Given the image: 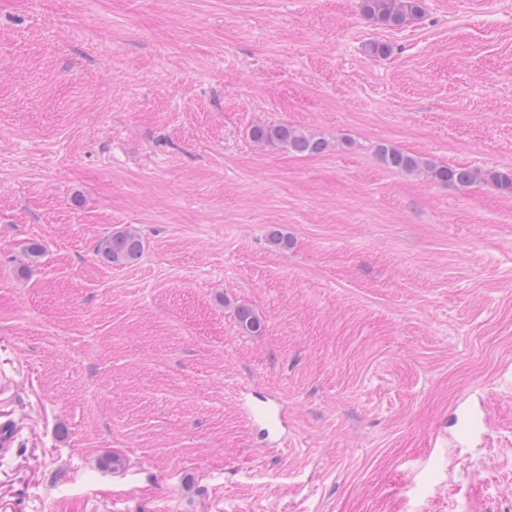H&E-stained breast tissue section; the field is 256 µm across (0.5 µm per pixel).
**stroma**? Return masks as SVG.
<instances>
[{"label": "stroma", "mask_w": 512, "mask_h": 512, "mask_svg": "<svg viewBox=\"0 0 512 512\" xmlns=\"http://www.w3.org/2000/svg\"><path fill=\"white\" fill-rule=\"evenodd\" d=\"M382 143L512 170V0H0V512H512V195ZM423 0H360L367 19L391 28H402L423 12ZM251 138L259 144H277L301 155H319L329 148V141L321 134L287 123L259 124L251 129ZM376 155L386 168L407 174H423L437 183L462 188L476 183H486L492 184L502 193L512 194V171L444 165L406 153L388 144H381ZM98 251L107 262L125 265L141 257L143 242L137 231L125 228L104 238L99 244Z\"/></svg>", "instance_id": "35a3bbf8"}]
</instances>
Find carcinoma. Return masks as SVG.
Here are the masks:
<instances>
[{"mask_svg": "<svg viewBox=\"0 0 512 512\" xmlns=\"http://www.w3.org/2000/svg\"><path fill=\"white\" fill-rule=\"evenodd\" d=\"M359 9L367 19L391 28H401L423 12V0H359ZM251 138L259 144H277L301 155H319L329 148V141L317 132L287 123L259 124L251 129ZM380 163L407 174H423L434 182L462 188L476 183L491 184L505 194H512V171L473 169L440 164L382 144L377 148ZM98 251L109 263L130 264L143 253V242L137 231L125 228L104 238ZM240 328L248 333L263 331L264 324L254 311L240 305L236 309Z\"/></svg>", "mask_w": 512, "mask_h": 512, "instance_id": "obj_1", "label": "carcinoma"}]
</instances>
